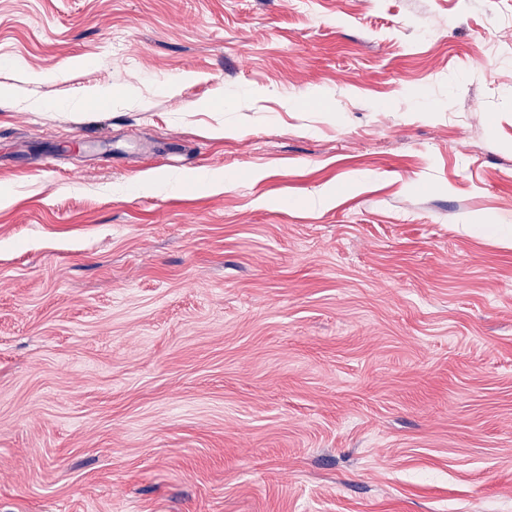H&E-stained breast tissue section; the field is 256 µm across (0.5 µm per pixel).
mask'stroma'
Returning <instances> with one entry per match:
<instances>
[{
	"label": "stroma",
	"mask_w": 512,
	"mask_h": 512,
	"mask_svg": "<svg viewBox=\"0 0 512 512\" xmlns=\"http://www.w3.org/2000/svg\"><path fill=\"white\" fill-rule=\"evenodd\" d=\"M0 86V512H512V7L0 0ZM459 230L464 234L472 231H484L494 239L495 243L503 249H512L511 224H459Z\"/></svg>",
	"instance_id": "stroma-1"
}]
</instances>
